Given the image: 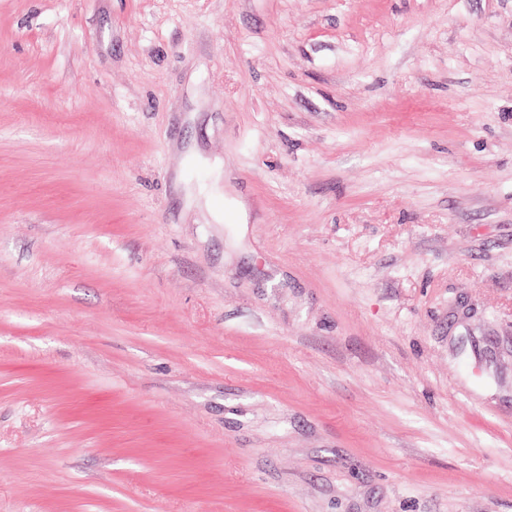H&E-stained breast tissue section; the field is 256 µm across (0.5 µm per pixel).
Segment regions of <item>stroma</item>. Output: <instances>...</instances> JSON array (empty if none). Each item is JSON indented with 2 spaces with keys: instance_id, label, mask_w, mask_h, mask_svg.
<instances>
[{
  "instance_id": "1",
  "label": "stroma",
  "mask_w": 512,
  "mask_h": 512,
  "mask_svg": "<svg viewBox=\"0 0 512 512\" xmlns=\"http://www.w3.org/2000/svg\"><path fill=\"white\" fill-rule=\"evenodd\" d=\"M0 512H512V0H0Z\"/></svg>"
}]
</instances>
